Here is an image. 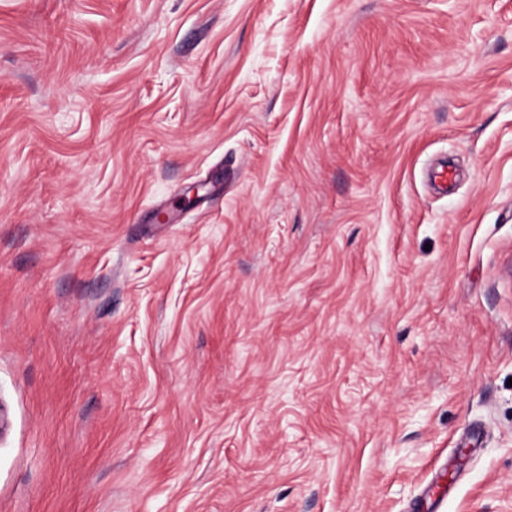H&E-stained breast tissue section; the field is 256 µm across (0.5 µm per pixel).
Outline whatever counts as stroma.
<instances>
[{
	"label": "stroma",
	"mask_w": 512,
	"mask_h": 512,
	"mask_svg": "<svg viewBox=\"0 0 512 512\" xmlns=\"http://www.w3.org/2000/svg\"><path fill=\"white\" fill-rule=\"evenodd\" d=\"M511 377L512 0H0V512H512Z\"/></svg>",
	"instance_id": "stroma-1"
}]
</instances>
